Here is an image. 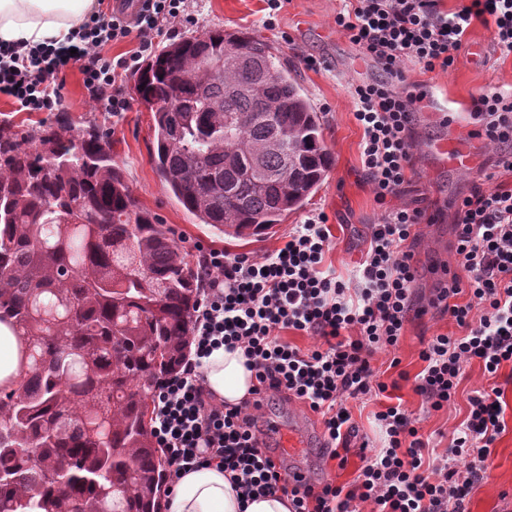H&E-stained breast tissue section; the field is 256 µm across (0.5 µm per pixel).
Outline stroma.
<instances>
[{"mask_svg": "<svg viewBox=\"0 0 512 512\" xmlns=\"http://www.w3.org/2000/svg\"><path fill=\"white\" fill-rule=\"evenodd\" d=\"M188 11L195 22L156 36L155 48L181 39L198 36L210 29H238L252 33L275 50L303 88L321 115L324 143L333 165L324 183L311 194L303 208L288 214L265 234L237 238L219 233L199 223L163 186L151 161L154 142L152 115L140 105L115 117L102 111L89 100L79 73H72L62 98V110L78 128L95 124L106 130L113 141L115 159L122 167L134 195L142 207L170 227L173 237L189 260H196V245L223 249L229 254L249 253L263 256L283 246L295 225L308 218L324 215L330 229V246L324 268L343 280H351L365 252L374 224L380 223L387 210L418 207L433 218L420 225L414 246L418 270L415 286L421 301H429L445 270L453 269L455 215L452 201L469 195L483 186L482 171L490 169L496 153L476 140L480 164L467 171L443 167L430 152L431 142L451 135L467 137L473 125L469 116L472 95L483 91L512 90V56H501L493 33L482 25H474L468 35L472 44L483 45L479 55L462 52L458 63L448 72L421 74L418 65L408 64L409 77L424 82L427 91L436 92L448 101L447 117H431L418 112L412 153L414 166L409 185L396 196L378 203L361 167L363 131L354 117V85L383 79L376 63L360 54L357 47L336 28L334 19L345 6V0H285L276 17H269L266 0H188ZM320 61L317 69L308 68L304 60ZM448 316L431 311L409 323L395 353L377 354L374 366L380 381L389 383L386 396H370L349 403L352 420L359 438L367 439L371 450L382 448L384 439L375 414L388 405H401L420 415L424 435L430 436L437 453H445L450 434L465 418L467 398L484 382L479 363L465 370L454 403L441 411L423 414L422 398L415 390V376L422 370L419 352L431 336L454 332ZM399 367H391L392 358ZM507 403L506 429L496 443L491 457L488 479L477 484L466 500L467 512H512V365L503 366L496 378ZM265 420H278L282 426H296L314 432L322 431L320 417L298 402L274 399L265 405ZM308 469L313 479L332 480L339 484L352 482L362 464L358 446H350L345 466L330 460L323 447L308 449L297 460Z\"/></svg>", "mask_w": 512, "mask_h": 512, "instance_id": "obj_1", "label": "stroma"}]
</instances>
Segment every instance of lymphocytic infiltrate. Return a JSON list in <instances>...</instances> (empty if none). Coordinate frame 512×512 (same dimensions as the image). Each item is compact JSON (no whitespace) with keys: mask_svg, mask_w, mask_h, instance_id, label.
<instances>
[{"mask_svg":"<svg viewBox=\"0 0 512 512\" xmlns=\"http://www.w3.org/2000/svg\"><path fill=\"white\" fill-rule=\"evenodd\" d=\"M132 15L97 11L75 32L74 48L0 44V94L22 112L58 111L69 69H77L90 99L113 116L130 111L118 81L137 70L166 26L191 22L185 0H138ZM493 28L500 53L512 55V0H470L448 10L442 0H355L336 16V26L364 55L392 75V82L355 86L354 116L363 128L361 162L378 203L396 195L413 168L411 152L423 92L400 93L406 65L421 72L452 68L473 24ZM136 39L134 50L111 57L104 48ZM470 135L499 151L496 168L454 201L458 275L421 306L414 287L413 245L427 223L419 208L389 211L371 231L354 284L323 270L330 231L325 216L296 225L284 245L261 258L230 256L207 248L198 264V299L186 361L153 397V430L168 462L166 481L180 473L216 466L228 473L242 497L286 494L292 512H466L465 501L484 480L497 437L505 429L499 370L512 364V91L478 93L470 102ZM449 315L454 334H438L420 352L423 369L415 388L431 410L448 406L466 366L479 362L488 379L468 398V414L453 431L445 455L430 456L418 420L401 406L375 418L386 444L363 456L353 483L313 489L288 484V470L259 446L258 413L265 400H296L320 415L326 446L340 459L358 432L347 400L383 394L371 361L396 348L405 325L429 308ZM293 330L312 336L301 349L282 341ZM243 350L255 382V401L224 404L205 386L203 360L218 347Z\"/></svg>","mask_w":512,"mask_h":512,"instance_id":"1","label":"lymphocytic infiltrate"}]
</instances>
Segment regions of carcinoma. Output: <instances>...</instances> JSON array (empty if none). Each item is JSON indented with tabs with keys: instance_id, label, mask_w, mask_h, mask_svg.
<instances>
[{
	"instance_id": "carcinoma-1",
	"label": "carcinoma",
	"mask_w": 512,
	"mask_h": 512,
	"mask_svg": "<svg viewBox=\"0 0 512 512\" xmlns=\"http://www.w3.org/2000/svg\"><path fill=\"white\" fill-rule=\"evenodd\" d=\"M133 93L164 186L221 233H265L332 165L291 70L246 31L161 48ZM200 289L97 126H0V322L28 347L17 387L0 389V512H157L151 403L190 354Z\"/></svg>"
}]
</instances>
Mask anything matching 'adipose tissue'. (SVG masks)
<instances>
[{
  "mask_svg": "<svg viewBox=\"0 0 512 512\" xmlns=\"http://www.w3.org/2000/svg\"><path fill=\"white\" fill-rule=\"evenodd\" d=\"M93 0H0V42L15 44L67 43L86 21ZM22 336L0 323V387L12 388L25 365ZM242 350L214 349L204 360L207 388L216 398L236 404L248 398L253 379ZM164 512H291L286 495L275 494L241 503L223 470L213 466L190 471L177 481L163 501Z\"/></svg>",
  "mask_w": 512,
  "mask_h": 512,
  "instance_id": "obj_1",
  "label": "adipose tissue"
}]
</instances>
